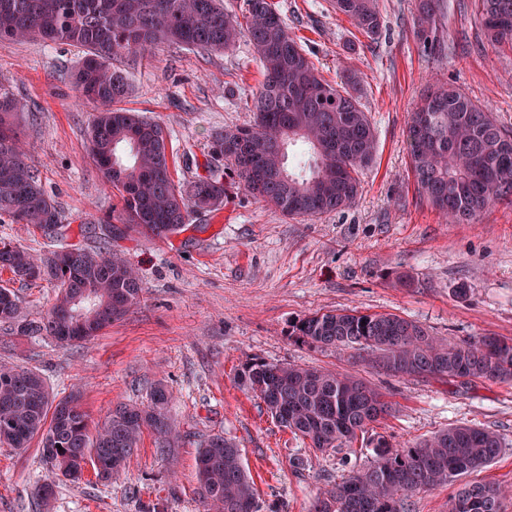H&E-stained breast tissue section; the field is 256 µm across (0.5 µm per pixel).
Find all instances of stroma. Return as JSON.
<instances>
[{
    "label": "stroma",
    "instance_id": "1",
    "mask_svg": "<svg viewBox=\"0 0 512 512\" xmlns=\"http://www.w3.org/2000/svg\"><path fill=\"white\" fill-rule=\"evenodd\" d=\"M274 4L327 82L346 72L356 78L351 92L378 140L358 201L291 218L232 186L220 211L192 216L167 238L110 233L106 219L117 216L118 195L86 155L93 107L71 78L82 51L0 40V75L27 106L21 139L69 226L68 243L117 253L145 287L132 313L88 343L63 348L0 323V365L36 369L59 398L80 390L94 430L117 404H148L164 386L177 430L167 440L144 430L124 469L107 480L92 469L78 482L57 475L36 440L23 450L0 445V512H206L196 457L213 434L238 445L262 505L310 512L321 492L370 465L377 436L399 447L455 425L500 439L499 456L467 479L500 485L502 512H512V382L458 387L395 377L347 350L313 349L290 336L306 315L354 308L401 315L450 342L512 338V205L493 204L471 223L446 221L417 189L407 142L410 114L435 82L461 88L512 129V47L487 43L474 0H441L426 39L418 0H380L386 31L375 41L336 12L333 0ZM115 65L130 84L122 108L165 127L180 182L204 174L217 133L252 122V97L263 80L244 38L218 53L163 44ZM1 284L15 290L30 320H40L55 298L49 283L18 282L6 270ZM254 358L365 378L393 412L353 450L309 448L241 387L238 372ZM295 457L302 468L292 466ZM47 483L54 493L44 499L37 490Z\"/></svg>",
    "mask_w": 512,
    "mask_h": 512
}]
</instances>
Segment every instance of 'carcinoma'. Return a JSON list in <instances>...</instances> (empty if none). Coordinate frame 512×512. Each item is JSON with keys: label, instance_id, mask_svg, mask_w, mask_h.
<instances>
[{"label": "carcinoma", "instance_id": "cac0c4a2", "mask_svg": "<svg viewBox=\"0 0 512 512\" xmlns=\"http://www.w3.org/2000/svg\"><path fill=\"white\" fill-rule=\"evenodd\" d=\"M222 0H0V40L39 37L84 49L72 79L95 106L86 153L121 202L112 236L179 233L193 214L224 204V170L265 206L289 217H314L351 207L360 191L359 172L377 153L368 113L343 76L334 86L291 36L272 0H244L242 15L227 13ZM358 31L382 34L379 0H334ZM440 0H418L423 33L435 23ZM492 46L512 45V0H475ZM247 37L263 81L252 98L253 124L217 135L224 167L177 182L171 172L162 125L118 106L128 82L112 61L159 44L223 51ZM24 105L0 77V217L31 224L48 238L64 236L62 216L28 163L14 119ZM410 165L421 196L451 223L469 222L492 203L512 205V130L455 86L431 91L412 113ZM301 146L308 159L287 169V151ZM0 269L22 281L56 288L42 319L23 317L20 300L0 285V322L21 336H47L60 346L95 339L136 307L143 293L138 275L116 254L61 245L36 258L0 240ZM84 296L76 302L77 296ZM290 335L317 349L344 347L365 354L386 374L438 378L453 385L475 380L512 382V339L483 336L444 343L414 321L392 313L356 309L307 315ZM239 381L309 447L352 448L357 437L391 410L385 396L360 378L328 370L253 358ZM171 394L157 387L145 407L121 405L100 430L89 428L80 396L56 399L45 379L29 368L0 366V444L24 449L38 438L51 466L67 478L86 457L96 456L110 479L124 465L145 428L167 439ZM374 459L327 490L312 512H406L420 489L452 483L479 471L500 454L498 437L458 425L408 448L377 438ZM199 494L211 512H261L241 449L220 434L209 436L197 455ZM502 489L472 482L454 495L450 512H501Z\"/></svg>", "mask_w": 512, "mask_h": 512}]
</instances>
